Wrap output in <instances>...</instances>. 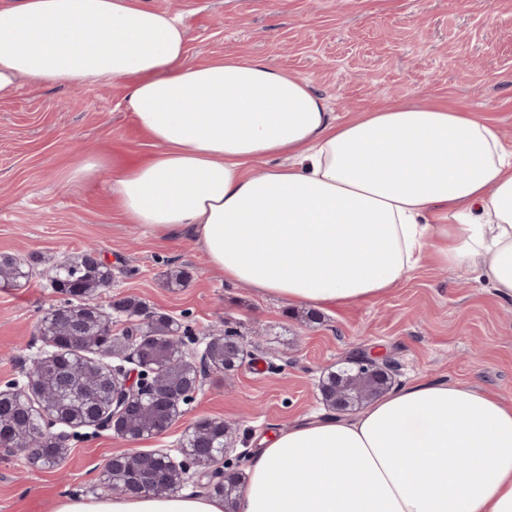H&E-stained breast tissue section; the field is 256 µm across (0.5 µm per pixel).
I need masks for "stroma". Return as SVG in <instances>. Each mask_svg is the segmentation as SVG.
Segmentation results:
<instances>
[{
  "label": "stroma",
  "mask_w": 512,
  "mask_h": 512,
  "mask_svg": "<svg viewBox=\"0 0 512 512\" xmlns=\"http://www.w3.org/2000/svg\"><path fill=\"white\" fill-rule=\"evenodd\" d=\"M179 17L186 59L256 57L310 80L341 119L399 103L444 104L491 119L512 144V0H146ZM123 84L21 79L0 97V256L29 267L21 286L0 283V389L23 386L50 354L42 318L65 295L50 268L95 248L112 283L90 294L103 312L135 298L179 324L183 351L202 354L211 331L236 334L240 367L213 370L168 431L136 441L179 457L189 427L218 419L233 429L229 454L247 473L262 438L327 412L329 370L364 352L389 360L395 384L464 382L512 404V299L477 270L439 269L431 256L395 287L364 303L319 313L263 296L210 269L192 239L128 224L109 190L127 161L155 147L124 105ZM98 177L69 171L88 156ZM180 287H169L175 274ZM68 452L51 469L0 455V512H55L67 496L94 497L110 457L125 449L112 429L67 431Z\"/></svg>",
  "instance_id": "stroma-1"
}]
</instances>
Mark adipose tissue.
<instances>
[{
    "mask_svg": "<svg viewBox=\"0 0 512 512\" xmlns=\"http://www.w3.org/2000/svg\"><path fill=\"white\" fill-rule=\"evenodd\" d=\"M126 85L156 147L111 192L128 223L188 234L213 270L316 309L377 298L430 253L512 298V146L473 112L399 104L343 120L257 58L194 64L143 0L0 5V97L20 78ZM280 164L253 175L254 161ZM240 512H512V405L415 380L360 415L265 439ZM56 512H224L221 497H68Z\"/></svg>",
    "mask_w": 512,
    "mask_h": 512,
    "instance_id": "adipose-tissue-1",
    "label": "adipose tissue"
}]
</instances>
